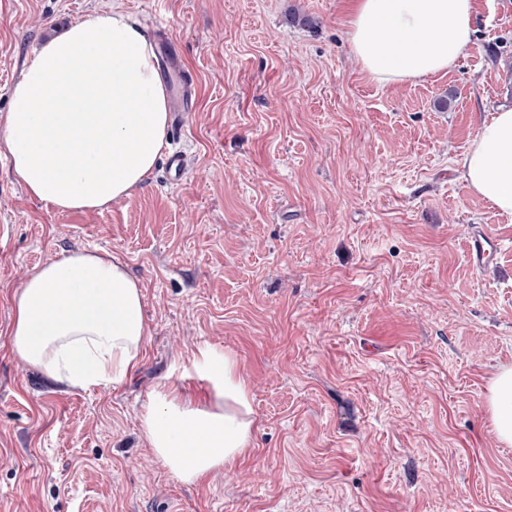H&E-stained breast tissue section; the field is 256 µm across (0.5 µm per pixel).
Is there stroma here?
<instances>
[{"mask_svg":"<svg viewBox=\"0 0 512 512\" xmlns=\"http://www.w3.org/2000/svg\"><path fill=\"white\" fill-rule=\"evenodd\" d=\"M475 4L448 74L382 86L343 0H0V120L45 38L132 11L177 52L187 105L165 149L188 158L180 184L162 157L129 197L61 213L0 147V512H512L486 407L512 366V220L455 165L512 104V0ZM474 226L502 243L485 272ZM78 250L121 259L145 297L144 359L109 390L55 384L8 345L15 292ZM204 345L237 359L256 429L188 484L139 413Z\"/></svg>","mask_w":512,"mask_h":512,"instance_id":"1","label":"stroma"}]
</instances>
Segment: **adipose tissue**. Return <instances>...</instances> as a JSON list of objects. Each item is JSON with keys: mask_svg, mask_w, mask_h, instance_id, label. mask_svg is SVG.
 <instances>
[{"mask_svg": "<svg viewBox=\"0 0 512 512\" xmlns=\"http://www.w3.org/2000/svg\"><path fill=\"white\" fill-rule=\"evenodd\" d=\"M474 0H351L347 38L380 84L447 72L474 33ZM170 91L147 26L135 13L92 11L25 60L10 90L0 145L29 194L58 212L90 211L143 186L165 144ZM468 188L512 218V106L482 121L457 158ZM149 335L144 294L124 262L77 251L31 273L14 296L13 356L67 388L122 384ZM190 364L207 383L196 400L159 384L141 435L181 481L196 483L252 442L256 418L236 358L199 348ZM499 442L512 445V367L487 396Z\"/></svg>", "mask_w": 512, "mask_h": 512, "instance_id": "adipose-tissue-1", "label": "adipose tissue"}]
</instances>
